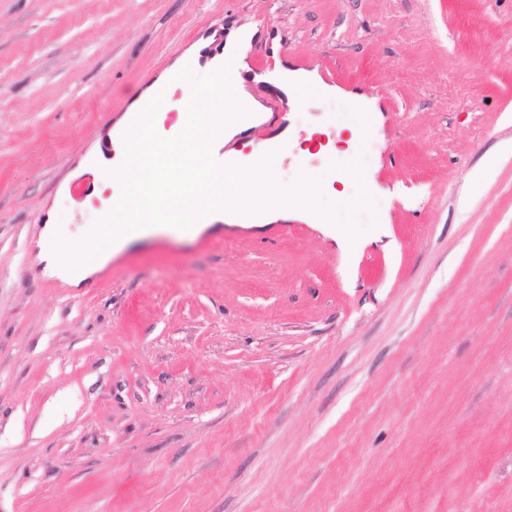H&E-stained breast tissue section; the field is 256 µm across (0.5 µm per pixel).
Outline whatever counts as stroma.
Returning a JSON list of instances; mask_svg holds the SVG:
<instances>
[{
	"label": "stroma",
	"mask_w": 512,
	"mask_h": 512,
	"mask_svg": "<svg viewBox=\"0 0 512 512\" xmlns=\"http://www.w3.org/2000/svg\"><path fill=\"white\" fill-rule=\"evenodd\" d=\"M250 22L252 68L341 91L296 94L297 139L378 103L335 164L278 170L348 177L340 223L44 277L135 94ZM0 512H512V0H0Z\"/></svg>",
	"instance_id": "35a3bbf8"
}]
</instances>
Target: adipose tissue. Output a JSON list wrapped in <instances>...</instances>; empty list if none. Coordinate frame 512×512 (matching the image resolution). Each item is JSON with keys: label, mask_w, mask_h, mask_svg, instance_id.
<instances>
[{"label": "adipose tissue", "mask_w": 512, "mask_h": 512, "mask_svg": "<svg viewBox=\"0 0 512 512\" xmlns=\"http://www.w3.org/2000/svg\"><path fill=\"white\" fill-rule=\"evenodd\" d=\"M257 32V24L243 25L226 38L223 56L206 60L196 51L178 61L181 69L206 66V87L178 85L165 75L135 95L130 109L144 113L145 133L127 145L120 138L112 140V167L99 176L110 192L105 219L89 225L76 239L60 225H46V243L37 254L46 276L80 285L111 259L113 251L143 238L155 226L182 232L197 223L270 224L301 216L317 224L335 223L337 211L323 210L317 203L330 186L316 177L299 181L289 204H282L277 172L264 160L262 145H252L247 152L230 150L228 166L219 175L202 163L215 133L230 141L245 132L231 117V104L262 111L251 84L286 93L314 79L313 73L280 60L273 69L252 74L249 53ZM172 110L177 116L171 121L167 115Z\"/></svg>", "instance_id": "adipose-tissue-1"}]
</instances>
